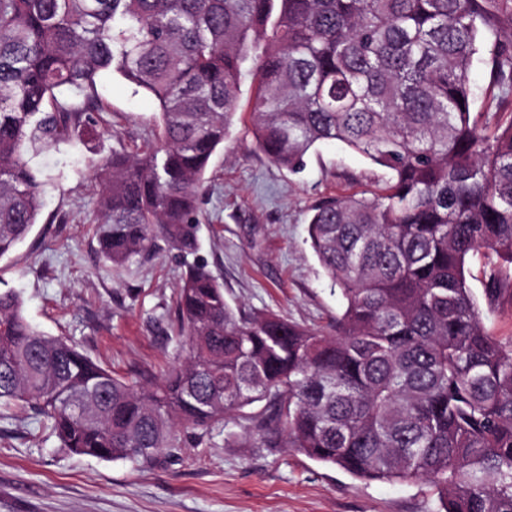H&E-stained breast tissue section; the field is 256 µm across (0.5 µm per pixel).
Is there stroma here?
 I'll list each match as a JSON object with an SVG mask.
<instances>
[{
    "label": "stroma",
    "instance_id": "stroma-1",
    "mask_svg": "<svg viewBox=\"0 0 512 512\" xmlns=\"http://www.w3.org/2000/svg\"><path fill=\"white\" fill-rule=\"evenodd\" d=\"M256 82L246 75L237 115L206 172L199 206L198 255L224 284L226 299L268 310L332 334L343 308L308 241V217L323 198L374 195L386 174L340 143L319 144L298 172L280 168L254 144ZM94 117L99 153L63 144L34 155L43 211L9 258L0 286L20 292L37 330L63 336L116 373L160 372L176 354V294L185 271L176 249L122 267L100 252L94 166L112 151L153 139L157 106L119 74L102 76ZM495 256L481 250L466 280L485 327L512 340V313L491 311L485 273ZM245 421L204 436L187 428L179 447L148 465L79 456L62 448L31 413L0 408V512H437L423 483L362 482L287 448L243 446Z\"/></svg>",
    "mask_w": 512,
    "mask_h": 512
}]
</instances>
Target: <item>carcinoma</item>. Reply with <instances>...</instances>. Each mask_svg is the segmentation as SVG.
<instances>
[{
	"label": "carcinoma",
	"mask_w": 512,
	"mask_h": 512,
	"mask_svg": "<svg viewBox=\"0 0 512 512\" xmlns=\"http://www.w3.org/2000/svg\"><path fill=\"white\" fill-rule=\"evenodd\" d=\"M512 105V0H0V260L38 223L31 154L101 137L96 83L118 73L159 133L96 166L99 244L122 266L175 245L184 359L118 377L0 290V404L75 454L146 464L238 413L241 445L289 448L357 479L432 485L443 512H512V341L486 329L464 275L486 249L492 308L512 311V115L471 118L481 35ZM252 130L275 165L336 141L388 173L372 198L313 207L311 247L343 298L335 334L230 303L196 258L199 192L224 146L249 48ZM85 92L80 111L49 108Z\"/></svg>",
	"instance_id": "1"
}]
</instances>
